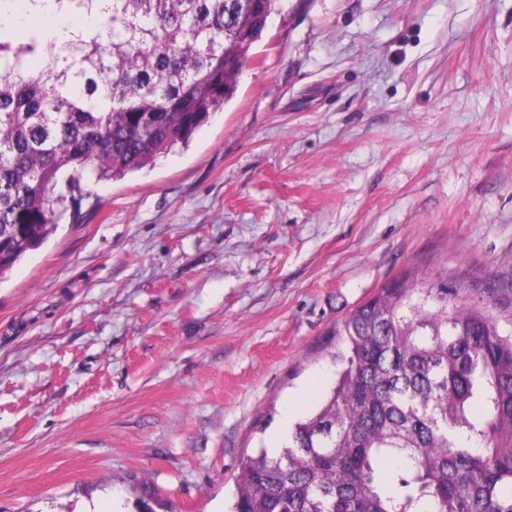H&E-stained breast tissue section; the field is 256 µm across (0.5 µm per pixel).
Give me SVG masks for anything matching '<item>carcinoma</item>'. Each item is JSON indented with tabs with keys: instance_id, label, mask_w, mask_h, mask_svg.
Masks as SVG:
<instances>
[{
	"instance_id": "obj_1",
	"label": "carcinoma",
	"mask_w": 512,
	"mask_h": 512,
	"mask_svg": "<svg viewBox=\"0 0 512 512\" xmlns=\"http://www.w3.org/2000/svg\"><path fill=\"white\" fill-rule=\"evenodd\" d=\"M0 0V277L81 180L119 178L192 135L237 89L280 0ZM37 10L89 26L28 30ZM319 409L235 478L231 512H512V334L427 277L380 289L337 331Z\"/></svg>"
}]
</instances>
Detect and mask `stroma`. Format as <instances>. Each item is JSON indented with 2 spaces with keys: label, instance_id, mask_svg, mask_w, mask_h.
<instances>
[{
  "label": "stroma",
  "instance_id": "obj_1",
  "mask_svg": "<svg viewBox=\"0 0 512 512\" xmlns=\"http://www.w3.org/2000/svg\"><path fill=\"white\" fill-rule=\"evenodd\" d=\"M251 54L0 281V512H228L406 276L512 332V0H284Z\"/></svg>",
  "mask_w": 512,
  "mask_h": 512
}]
</instances>
